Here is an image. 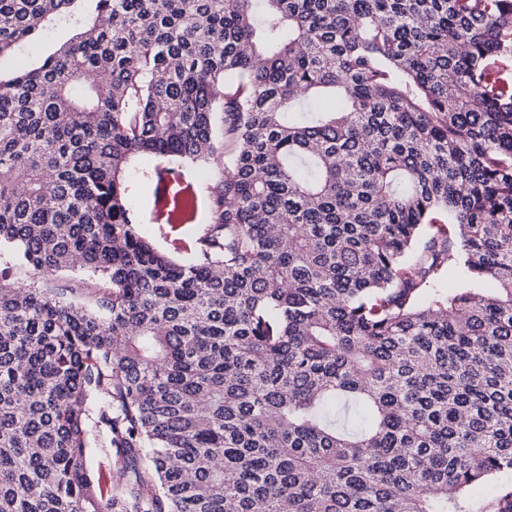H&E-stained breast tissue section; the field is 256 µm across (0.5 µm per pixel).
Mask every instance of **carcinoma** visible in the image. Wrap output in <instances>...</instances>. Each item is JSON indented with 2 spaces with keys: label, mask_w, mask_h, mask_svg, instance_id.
Instances as JSON below:
<instances>
[{
  "label": "carcinoma",
  "mask_w": 512,
  "mask_h": 512,
  "mask_svg": "<svg viewBox=\"0 0 512 512\" xmlns=\"http://www.w3.org/2000/svg\"><path fill=\"white\" fill-rule=\"evenodd\" d=\"M85 3L0 77V512H512V0H0V55ZM202 158L187 263L135 186L190 224ZM76 26L60 23L38 39L16 47L0 56L1 76H10L20 66H33L43 57L58 50L76 33ZM203 161H186L183 173L185 180L191 182L201 197H207L209 188L217 178V170L213 166H201ZM133 220H136L139 232L158 248L176 259L187 261L193 257L197 239L210 217L202 213L192 224H159L150 186L146 180H141L136 185Z\"/></svg>",
  "instance_id": "obj_1"
}]
</instances>
